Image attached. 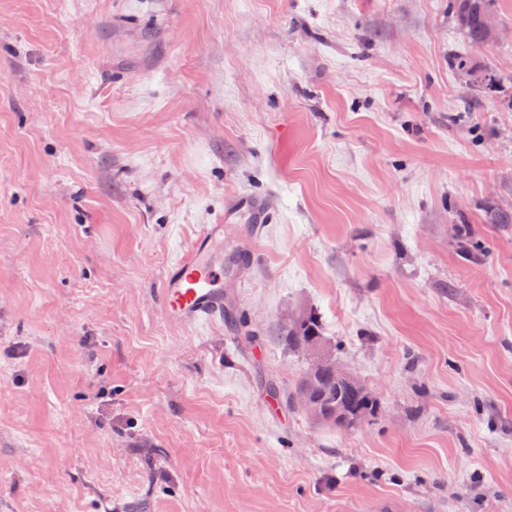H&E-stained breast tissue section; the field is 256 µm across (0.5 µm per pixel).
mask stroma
I'll return each instance as SVG.
<instances>
[{
	"mask_svg": "<svg viewBox=\"0 0 512 512\" xmlns=\"http://www.w3.org/2000/svg\"><path fill=\"white\" fill-rule=\"evenodd\" d=\"M448 4L0 0V512H512V0L479 47ZM239 196L231 316L172 323ZM309 312L354 429L264 389ZM448 64L451 68L470 73L471 85L477 98H486L491 96L497 88L499 78L497 74L486 72L476 73L470 66L467 58L460 56L450 57ZM243 210L249 213L254 224H266V222H271V217L264 211L262 205L249 199H242L238 202L236 209L224 211V223L232 224L231 217ZM223 237L224 224H208L171 263L159 288L160 305L170 321L195 325L224 318V288L213 260Z\"/></svg>",
	"mask_w": 512,
	"mask_h": 512,
	"instance_id": "1",
	"label": "stroma"
}]
</instances>
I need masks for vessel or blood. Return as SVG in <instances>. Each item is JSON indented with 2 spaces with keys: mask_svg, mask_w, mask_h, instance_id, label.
<instances>
[{
  "mask_svg": "<svg viewBox=\"0 0 512 512\" xmlns=\"http://www.w3.org/2000/svg\"><path fill=\"white\" fill-rule=\"evenodd\" d=\"M224 227H204L190 248L173 261L159 290L160 305L174 323L195 325L223 317L224 289L213 256Z\"/></svg>",
  "mask_w": 512,
  "mask_h": 512,
  "instance_id": "1",
  "label": "vessel or blood"
}]
</instances>
